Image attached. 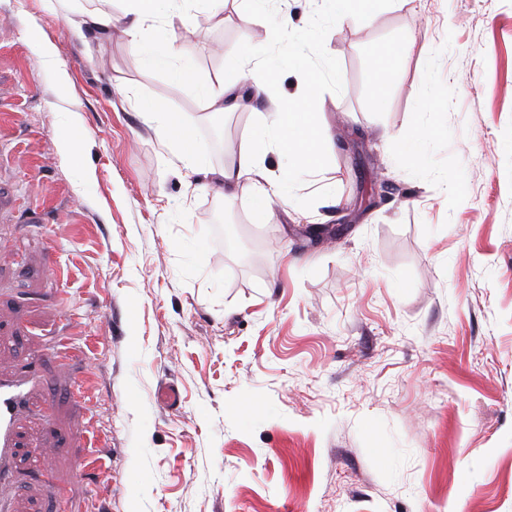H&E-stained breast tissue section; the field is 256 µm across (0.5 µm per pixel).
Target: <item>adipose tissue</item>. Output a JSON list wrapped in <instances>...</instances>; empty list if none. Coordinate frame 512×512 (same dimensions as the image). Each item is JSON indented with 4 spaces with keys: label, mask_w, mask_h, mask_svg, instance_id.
<instances>
[{
    "label": "adipose tissue",
    "mask_w": 512,
    "mask_h": 512,
    "mask_svg": "<svg viewBox=\"0 0 512 512\" xmlns=\"http://www.w3.org/2000/svg\"><path fill=\"white\" fill-rule=\"evenodd\" d=\"M126 8L122 18H114L111 12L92 16L91 22L99 27L112 28L115 21H122L123 31L132 50H139L140 37L146 24H161L176 19L182 31L192 32L195 24V6L198 0H125ZM226 65L239 72L250 87L266 94L271 106L269 132L253 138L246 149L240 152L235 163L225 166L222 173L225 191H235L243 182H250L258 201L270 206L273 199L280 197L284 190L281 184L268 183L262 160L268 152L276 151L295 158L303 169L317 170L322 162L327 133L318 122L314 112L303 107L306 99L321 98L327 86H340L342 72L332 68L322 73L317 68L302 65L300 98L291 103L282 102L275 94L278 80L277 71L258 62L256 52L250 43H243Z\"/></svg>",
    "instance_id": "ef3b65f1"
}]
</instances>
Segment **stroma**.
Returning <instances> with one entry per match:
<instances>
[{
	"mask_svg": "<svg viewBox=\"0 0 512 512\" xmlns=\"http://www.w3.org/2000/svg\"><path fill=\"white\" fill-rule=\"evenodd\" d=\"M72 17L0 0V376L43 377L11 512H57L46 467L72 512H512V0H383L340 28L318 0H207L184 83ZM286 23L343 82L313 105L322 168L268 217L218 191L266 98L213 114L197 88L241 83L243 42L278 57ZM146 105L193 124L198 173ZM371 179L391 193L368 207ZM71 320L93 345L63 371L42 345ZM400 55L393 46H381L374 52L373 66L382 78L394 70L399 63Z\"/></svg>",
	"mask_w": 512,
	"mask_h": 512,
	"instance_id": "1",
	"label": "stroma"
}]
</instances>
